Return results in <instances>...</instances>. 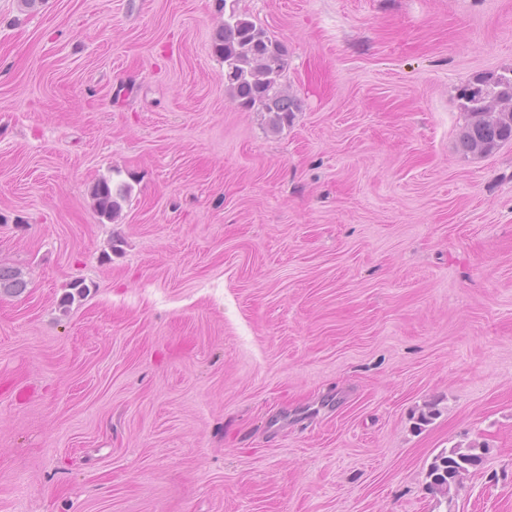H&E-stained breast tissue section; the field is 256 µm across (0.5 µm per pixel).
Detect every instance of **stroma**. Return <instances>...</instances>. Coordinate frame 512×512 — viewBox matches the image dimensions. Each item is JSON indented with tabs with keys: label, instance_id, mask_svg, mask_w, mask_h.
<instances>
[{
	"label": "stroma",
	"instance_id": "obj_1",
	"mask_svg": "<svg viewBox=\"0 0 512 512\" xmlns=\"http://www.w3.org/2000/svg\"><path fill=\"white\" fill-rule=\"evenodd\" d=\"M235 6L279 131L220 0H0V512H512V143L458 147L512 0ZM224 1V24L214 48L224 62V87L247 110L266 112L272 131L299 110L296 98L282 86L287 62L268 32ZM129 195V189L123 184H112L109 180L99 181L92 189V201L95 211L101 217L112 220L116 217ZM487 447L468 445L465 448L454 447L447 453L435 458L429 471L431 479L429 488L436 494L448 497L451 491H458L470 473V469L478 466L482 461V453Z\"/></svg>",
	"mask_w": 512,
	"mask_h": 512
}]
</instances>
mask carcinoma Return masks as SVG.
I'll return each mask as SVG.
<instances>
[{
  "mask_svg": "<svg viewBox=\"0 0 512 512\" xmlns=\"http://www.w3.org/2000/svg\"><path fill=\"white\" fill-rule=\"evenodd\" d=\"M214 48L224 62V87L238 104L268 114L271 130L278 131L289 115L299 110L296 98L282 86L287 62L280 45L268 32L241 14L230 0ZM465 124L459 136L463 153L493 154L512 141V73H478L458 94ZM129 195L123 184L102 180L92 189L95 211L109 220L116 217ZM26 282L18 271L0 267V294H20ZM487 447H454L435 458L429 488L444 497L463 487L470 469L482 461Z\"/></svg>",
  "mask_w": 512,
  "mask_h": 512,
  "instance_id": "carcinoma-1",
  "label": "carcinoma"
}]
</instances>
